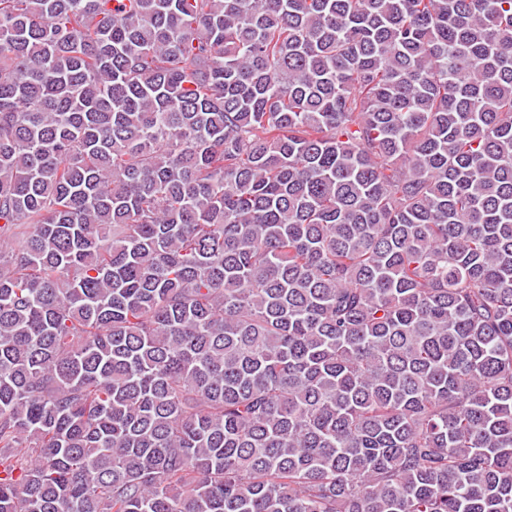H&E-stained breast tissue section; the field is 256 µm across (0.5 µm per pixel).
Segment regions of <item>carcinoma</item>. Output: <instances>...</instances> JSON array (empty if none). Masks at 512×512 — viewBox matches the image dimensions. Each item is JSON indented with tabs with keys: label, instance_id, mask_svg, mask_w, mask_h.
<instances>
[{
	"label": "carcinoma",
	"instance_id": "1",
	"mask_svg": "<svg viewBox=\"0 0 512 512\" xmlns=\"http://www.w3.org/2000/svg\"><path fill=\"white\" fill-rule=\"evenodd\" d=\"M0 512H512V0H0Z\"/></svg>",
	"mask_w": 512,
	"mask_h": 512
}]
</instances>
